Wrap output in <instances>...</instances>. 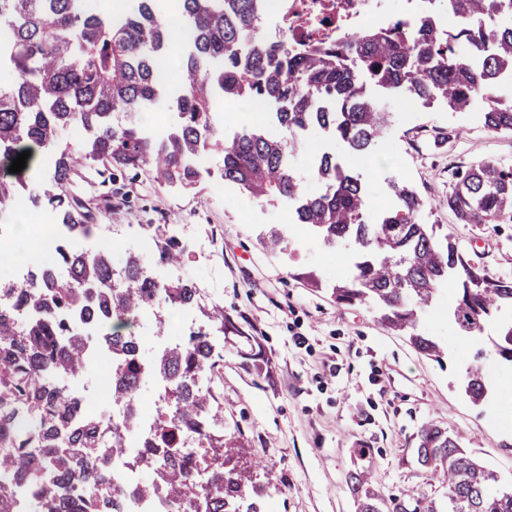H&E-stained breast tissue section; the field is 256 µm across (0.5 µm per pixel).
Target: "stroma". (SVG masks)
<instances>
[{
  "instance_id": "obj_1",
  "label": "stroma",
  "mask_w": 512,
  "mask_h": 512,
  "mask_svg": "<svg viewBox=\"0 0 512 512\" xmlns=\"http://www.w3.org/2000/svg\"><path fill=\"white\" fill-rule=\"evenodd\" d=\"M383 103L393 125L373 156H353L343 142L315 131L294 159L298 173L309 176L322 154H333L361 173L375 211L392 203L388 177L400 178L425 199L424 223L452 236L491 276L512 278V223L461 224L448 209L453 168L482 159L512 165V134L488 131L474 111L426 108L399 95ZM210 157L192 191L160 184L145 171L115 172L108 186L80 180L75 191L89 223L108 232L116 261L151 236L153 225H181L185 252L175 278L197 281L199 305H222L249 336L224 347V421L241 432L247 457L279 478L268 499L274 512H357L345 478L363 468L371 470L369 488L380 498L409 490L436 494L414 455L427 422L460 435L476 459L511 479L512 368L484 358L493 386L487 405L472 404L460 389L475 352L496 336L497 318L486 320L480 338L458 335L449 315L454 290L441 287L421 329L447 342L448 360L441 366L420 355L374 309L336 304L329 286L350 272L351 247H325L292 224L285 201L216 192L222 157L215 151ZM267 224L287 229V255L262 247L259 233ZM309 270L323 287L301 280ZM252 346L267 373L242 368L241 354Z\"/></svg>"
}]
</instances>
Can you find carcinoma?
<instances>
[{"label":"carcinoma","mask_w":512,"mask_h":512,"mask_svg":"<svg viewBox=\"0 0 512 512\" xmlns=\"http://www.w3.org/2000/svg\"><path fill=\"white\" fill-rule=\"evenodd\" d=\"M442 1L457 26H442ZM265 7V0H178L189 39L171 81L161 70L172 54L161 0H132L120 16L90 0H0V28L11 34L10 53L0 62L10 75L0 89V210L46 203L60 223L88 234L87 213L71 194L79 169L101 177L114 168H146L162 183L194 188L201 179L196 156L217 147L225 185L259 201L293 200V223L327 246L353 245L351 273L332 288L336 302L376 306L386 327L441 364L444 344L419 331L439 287L454 281L451 316L460 335L474 337L488 318L512 312V279L490 276L450 237L436 238L434 225L421 222L424 201L411 186L389 181L393 203L375 213L355 170L322 154L312 174L322 191L310 193L291 158L312 128L359 157L371 153L391 124L372 86L450 112L479 105L487 130L512 134V96L501 91L502 80L512 77V0H429L411 26L399 20L384 30L314 42L303 54L286 39L264 36ZM459 43L470 55L455 53ZM231 99L277 105L271 117L282 136L254 127L224 135L212 117ZM157 110L177 116L159 138L139 121L140 113ZM67 130L79 131L80 139L64 142ZM27 150V166L9 172ZM47 151L54 152L53 179L33 194L26 173ZM452 181L448 210L459 223L512 222L511 166L483 160L455 172ZM155 242L158 263H181L176 225H156ZM283 242L276 227L261 240L280 254L287 251ZM57 264L35 268L24 284L0 285V512H16V486L44 499L46 512H122L126 489L101 500L92 496L95 487L112 482L120 430L106 432L82 398L52 376L77 374L90 342L106 347L118 360L112 405L125 411L124 427L135 426L131 403L142 382L137 317L156 313L160 335L167 311L197 305L198 288L191 280L160 283L135 253L117 267L107 251L61 248ZM201 314L188 341L152 362L170 384L169 406L142 443L141 458L154 479L133 492L163 490L172 512H265L262 500L272 486L254 481L241 436L224 435L218 384L223 355L217 341L245 331L224 320L218 304ZM491 353L512 367V318L500 325ZM463 388L475 405L491 398L479 366L467 373ZM22 407L39 416L36 425H18ZM416 445V462L442 487L443 498L407 493L380 499L365 488L362 470L347 478L358 512H512V485L500 484L461 437L427 423Z\"/></svg>","instance_id":"obj_1"}]
</instances>
